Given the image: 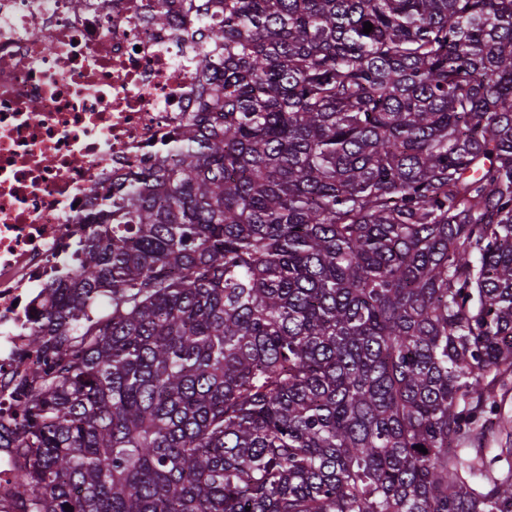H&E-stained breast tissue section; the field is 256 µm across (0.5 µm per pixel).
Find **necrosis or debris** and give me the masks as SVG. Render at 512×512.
Wrapping results in <instances>:
<instances>
[{
  "label": "necrosis or debris",
  "mask_w": 512,
  "mask_h": 512,
  "mask_svg": "<svg viewBox=\"0 0 512 512\" xmlns=\"http://www.w3.org/2000/svg\"><path fill=\"white\" fill-rule=\"evenodd\" d=\"M145 2L0 0L1 415L40 363L30 317L82 261L78 217L193 108L190 56L175 30L143 22Z\"/></svg>",
  "instance_id": "1"
}]
</instances>
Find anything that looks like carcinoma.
<instances>
[{"label": "carcinoma", "instance_id": "obj_1", "mask_svg": "<svg viewBox=\"0 0 512 512\" xmlns=\"http://www.w3.org/2000/svg\"><path fill=\"white\" fill-rule=\"evenodd\" d=\"M178 16L196 108L30 319L18 512H512V0Z\"/></svg>", "mask_w": 512, "mask_h": 512}]
</instances>
